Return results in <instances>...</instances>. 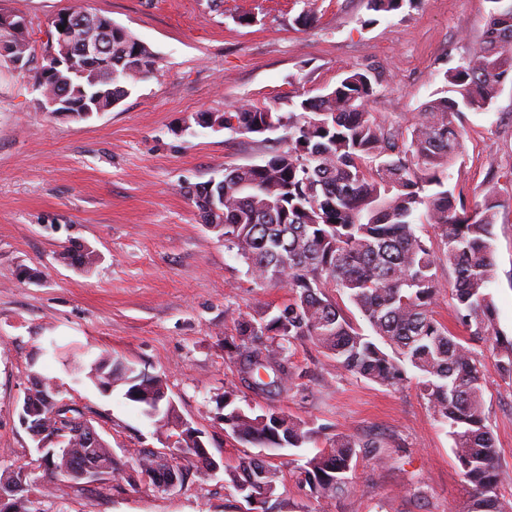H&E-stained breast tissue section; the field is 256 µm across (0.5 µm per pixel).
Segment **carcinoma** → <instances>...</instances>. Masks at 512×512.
I'll return each mask as SVG.
<instances>
[{
	"instance_id": "obj_1",
	"label": "carcinoma",
	"mask_w": 512,
	"mask_h": 512,
	"mask_svg": "<svg viewBox=\"0 0 512 512\" xmlns=\"http://www.w3.org/2000/svg\"><path fill=\"white\" fill-rule=\"evenodd\" d=\"M24 29L0 28V43L12 56L30 51ZM43 55L40 70L50 73L45 95L66 93L74 101L73 117L83 110L99 112L118 105L131 87L155 68V54L123 27L112 28V56L91 59L87 75L53 66ZM512 79V4L490 12L482 38L460 65L445 72L435 98L424 103L404 136L368 110L377 79L351 68L329 92L299 103V113L280 115L242 102L221 116L195 115L197 125L219 122L233 134L284 130L287 147L268 153L262 162L224 168L222 183L189 187L206 226L224 239L225 251L246 267L258 285L282 284L288 303L277 310L241 316L236 335L225 339L240 385L271 399L288 387L289 353L308 340L348 373L381 387L401 389L407 368L417 372L419 388L448 436L460 473L472 493L468 512H512L498 487L507 478L499 463L495 439L485 423V374L475 346L495 352L498 373L512 378V338L493 333L497 311L491 293L495 279L492 244L498 198L492 193L467 204L449 185V169L462 153L466 110L485 111L499 87ZM425 220L440 237L439 248L418 234ZM59 257L90 269L96 259L88 247L65 246ZM454 275L451 298L459 336L437 320L432 304L441 291L439 270ZM346 296L368 324L366 334L345 315L334 294ZM77 372L107 393L126 387L125 397L143 406L158 438L177 437L184 454L173 467L205 470V458L194 451L202 432L183 426L175 403L158 376L137 371L108 354L94 357ZM269 380H264L261 373ZM23 400L27 428L54 447L60 431L53 380L33 374ZM234 389L224 392V431L242 444L261 448H307L319 438L324 449L305 458L301 483L320 500H335L352 489L357 449L367 448L378 465L389 455L375 441L276 412L257 414L236 404ZM87 432L73 428L70 451L45 467L50 475L80 483L76 468L96 461L112 476L134 485L162 487L170 472L157 459L137 453L116 454L108 441L94 448ZM229 484L256 512H277L279 470L265 460L243 459L224 469ZM12 488L13 512H31L30 474L0 473V487Z\"/></svg>"
}]
</instances>
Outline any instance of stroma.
Wrapping results in <instances>:
<instances>
[{
	"instance_id": "1",
	"label": "stroma",
	"mask_w": 512,
	"mask_h": 512,
	"mask_svg": "<svg viewBox=\"0 0 512 512\" xmlns=\"http://www.w3.org/2000/svg\"><path fill=\"white\" fill-rule=\"evenodd\" d=\"M491 0H409L375 19L369 0H0V13L28 21L27 64L0 61V471L37 479L33 512H246L223 473L196 474L165 490L123 479L73 484L48 479L19 421L30 370L51 378L58 398L88 417L116 452L159 447L150 419L123 386L101 392L75 379L103 351L161 376L182 417L228 466L269 457L283 503L306 512H464L469 494L448 429L414 387L388 389L339 368L312 342L297 343L291 391L267 400L238 385L224 340L238 315L287 303L281 285L258 286L203 224L184 186L221 180L283 146L281 131L233 134L194 123L250 101L285 114L326 93L344 70L375 74L368 109L412 125L446 70L479 41ZM104 15L146 43L156 72L117 106L77 120L47 111L34 86L48 31L64 9ZM314 9L313 21L297 18ZM462 154L450 183L466 199L493 187L491 292L496 329L512 336V81L488 112H465ZM499 173L488 180L489 169ZM93 248L91 270L63 263L62 246ZM484 413L512 473V380L489 347ZM242 408L268 407L313 426L377 440L390 461L359 454L353 490L318 502L294 468L297 452L245 445L224 431V392Z\"/></svg>"
}]
</instances>
